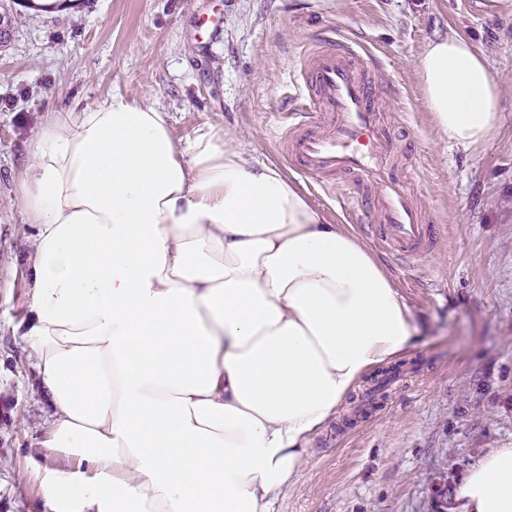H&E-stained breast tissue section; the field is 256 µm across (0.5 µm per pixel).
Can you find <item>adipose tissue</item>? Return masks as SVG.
Wrapping results in <instances>:
<instances>
[{
  "mask_svg": "<svg viewBox=\"0 0 512 512\" xmlns=\"http://www.w3.org/2000/svg\"><path fill=\"white\" fill-rule=\"evenodd\" d=\"M416 70L456 147L502 125L504 88L469 39ZM18 185L25 343L50 408L46 512H274L307 444L417 325L381 262L276 165L210 126L178 144L121 93L51 113ZM450 512H512V448L468 471Z\"/></svg>",
  "mask_w": 512,
  "mask_h": 512,
  "instance_id": "ef3b65f1",
  "label": "adipose tissue"
}]
</instances>
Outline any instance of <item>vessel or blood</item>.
Instances as JSON below:
<instances>
[{
	"label": "vessel or blood",
	"mask_w": 512,
	"mask_h": 512,
	"mask_svg": "<svg viewBox=\"0 0 512 512\" xmlns=\"http://www.w3.org/2000/svg\"><path fill=\"white\" fill-rule=\"evenodd\" d=\"M304 104L284 113L278 138L285 156L308 175H343L349 210L398 260L423 255L441 236L394 174L396 145L381 125L379 88L351 45L325 42L304 56Z\"/></svg>",
	"instance_id": "1"
}]
</instances>
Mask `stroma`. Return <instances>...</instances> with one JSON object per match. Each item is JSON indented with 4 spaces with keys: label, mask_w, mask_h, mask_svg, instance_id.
Wrapping results in <instances>:
<instances>
[{
    "label": "stroma",
    "mask_w": 512,
    "mask_h": 512,
    "mask_svg": "<svg viewBox=\"0 0 512 512\" xmlns=\"http://www.w3.org/2000/svg\"><path fill=\"white\" fill-rule=\"evenodd\" d=\"M0 45V512H45L40 468L71 461L43 448L47 405L19 327L29 314L35 232L18 201L27 143L49 113L120 92L160 103L186 141L202 124L239 133L338 224L336 182L300 174L277 127L295 110L313 43L356 42L379 86L383 125L407 137L399 170L445 235L400 263L372 251L419 325L420 344L369 375L310 441L301 482L276 512H439L469 468L512 448V0H77L47 16L5 0ZM470 38L504 86V119L465 152L438 134L415 63L444 34Z\"/></svg>",
    "instance_id": "stroma-1"
}]
</instances>
